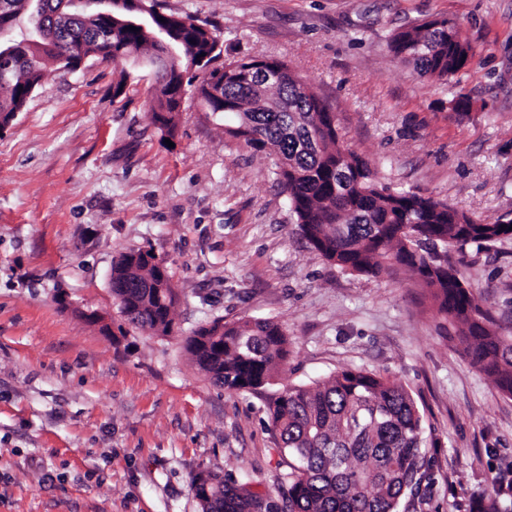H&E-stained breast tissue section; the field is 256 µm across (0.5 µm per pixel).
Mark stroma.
<instances>
[{
	"mask_svg": "<svg viewBox=\"0 0 512 512\" xmlns=\"http://www.w3.org/2000/svg\"><path fill=\"white\" fill-rule=\"evenodd\" d=\"M218 36L228 58H278L336 112L341 145L380 183L485 223L512 213V0H159ZM454 21L472 55L448 83L393 61L392 32ZM153 73L88 57L47 65L0 132V512H200L210 469L275 498L287 459L268 421L284 387L345 369L408 389L431 432L419 494L399 512H470L512 461V398L473 368L457 329L389 268L350 274L308 244L274 159L186 96L173 137L152 120ZM471 102L453 110L454 97ZM162 259L174 330L122 316L112 266ZM454 261L512 333V237ZM98 310L111 333L82 318ZM271 318L290 340L272 384L228 390L185 339L221 319Z\"/></svg>",
	"mask_w": 512,
	"mask_h": 512,
	"instance_id": "35a3bbf8",
	"label": "stroma"
}]
</instances>
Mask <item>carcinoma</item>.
I'll use <instances>...</instances> for the list:
<instances>
[{"mask_svg": "<svg viewBox=\"0 0 512 512\" xmlns=\"http://www.w3.org/2000/svg\"><path fill=\"white\" fill-rule=\"evenodd\" d=\"M30 0H0V18L30 12ZM48 35L15 40L14 54L0 61L9 81L0 82V120L22 111L44 76L47 61L66 68L89 56L130 59L154 67L157 93L151 109L171 136L186 92L215 116L231 115L227 133L275 158V175L288 192L294 223L311 247L344 271L378 275L399 265L420 276L438 312L454 324L472 364L512 397V335L501 331L489 309L458 276L449 252L488 247L512 230L485 224L448 203L412 191H395L375 180L370 164L345 150L337 127L320 120L330 105L283 60L239 58L210 71L224 83L222 97L195 84L200 68L221 58L218 39L190 16H164L156 27L134 32L133 16L158 13L157 0H114L112 20L80 12L72 0H46ZM393 57L423 76L446 81L462 69L469 42L446 18L396 31ZM277 66L282 79L263 71ZM112 294L125 303L127 320L150 332H167L176 300L171 280L133 265L123 254L112 267ZM196 365L229 390L271 384L288 357V336L270 319L213 322L187 338ZM269 419L288 456V497L279 503L245 484L213 474L211 496L201 512H397L407 491L419 488L427 447L422 415L412 394L379 373L342 370L313 386H288L269 406ZM471 512H512V462L492 480V492Z\"/></svg>", "mask_w": 512, "mask_h": 512, "instance_id": "cac0c4a2", "label": "carcinoma"}]
</instances>
